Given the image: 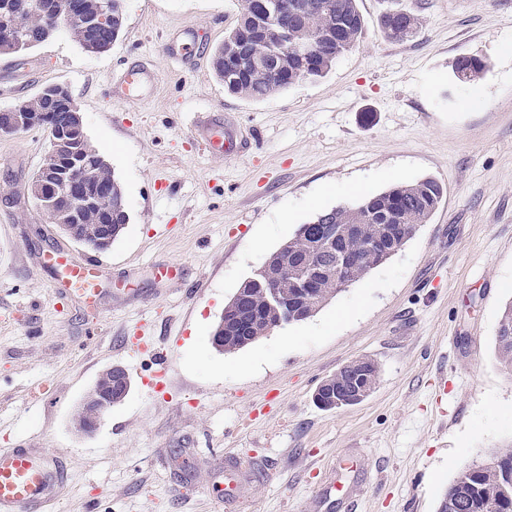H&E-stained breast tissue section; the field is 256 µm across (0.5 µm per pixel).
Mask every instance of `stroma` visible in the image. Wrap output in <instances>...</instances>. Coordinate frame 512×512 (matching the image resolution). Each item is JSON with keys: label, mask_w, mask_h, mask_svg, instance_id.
Masks as SVG:
<instances>
[{"label": "stroma", "mask_w": 512, "mask_h": 512, "mask_svg": "<svg viewBox=\"0 0 512 512\" xmlns=\"http://www.w3.org/2000/svg\"><path fill=\"white\" fill-rule=\"evenodd\" d=\"M417 37L385 40L386 0H360L362 37L316 81L262 101L225 92L212 51L240 20L238 0H125L111 48L86 53L60 27L0 55V110L66 86L85 130L121 183L129 224L99 252L89 304L44 264L64 247L28 183L48 148L33 128L0 134V448L23 438L57 452L70 486L57 512H309L322 472L342 474L359 512H437L461 469L512 443V374L495 335L512 301V0H401ZM183 35L195 70L165 51ZM484 72L454 82L460 55ZM153 61L142 101L111 97L121 64ZM234 115L244 156L198 151V113ZM433 178L445 188L430 223L389 260L307 320L232 353L212 345L225 304L298 225L360 193ZM160 265L178 269L156 276ZM204 288L196 297L186 289ZM175 335L170 392L122 340L134 326ZM371 358L381 372L359 404L316 405L320 382ZM119 366L127 396L89 434L74 427L98 375ZM272 400L265 418L253 404ZM258 459L255 488L219 506L226 452Z\"/></svg>", "instance_id": "1"}]
</instances>
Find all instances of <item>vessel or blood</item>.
Wrapping results in <instances>:
<instances>
[{
  "instance_id": "vessel-or-blood-1",
  "label": "vessel or blood",
  "mask_w": 512,
  "mask_h": 512,
  "mask_svg": "<svg viewBox=\"0 0 512 512\" xmlns=\"http://www.w3.org/2000/svg\"><path fill=\"white\" fill-rule=\"evenodd\" d=\"M157 81V72L151 60L141 58L129 62L112 73L111 88L127 100H142L151 92ZM231 119L217 115L195 126V139L211 152L233 158L246 152L250 143L236 137ZM48 263L61 275L69 291L86 298L96 292L102 263L95 258L69 261L61 254L49 256ZM156 370L152 384L167 388L170 384L171 345L168 341L143 343ZM256 477V470L230 455L224 460L225 502L237 500L244 488ZM66 492V481L61 462L48 448H30L24 442L14 447L0 448V512H50L55 501ZM352 487L337 484L335 478L323 481L318 489V499L329 505L340 506L343 512H355Z\"/></svg>"
}]
</instances>
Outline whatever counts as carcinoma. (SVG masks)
I'll return each instance as SVG.
<instances>
[{
    "instance_id": "1",
    "label": "carcinoma",
    "mask_w": 512,
    "mask_h": 512,
    "mask_svg": "<svg viewBox=\"0 0 512 512\" xmlns=\"http://www.w3.org/2000/svg\"><path fill=\"white\" fill-rule=\"evenodd\" d=\"M23 0H0V54L25 53L45 42L55 32L46 14H33L20 7ZM88 20L69 27L73 39L87 49L90 45L108 48L124 28L123 0H112V27L92 25L99 0H85ZM283 15L273 19V25L288 24V42H303L311 46L302 58L295 51L273 50L277 39L265 38L266 28H258L254 18L260 8L258 0H238L241 20L237 27L225 33L224 43L217 46L212 59L215 74L231 94L251 100H263L284 91L301 80L324 77L336 61L357 43L364 31V18L358 0H278ZM419 18L405 8L390 6L379 18V31L390 41L403 42L416 36ZM485 69V64L470 56H461L456 70L461 81H473ZM68 100L51 93L40 94L26 102V110L37 112L41 122L37 127L48 131L54 140L64 128V116L70 111ZM92 166L87 171L88 183L101 191L112 190V210L84 215L78 225L80 241L94 251L104 250L121 236L129 223L124 192L111 170L99 159L96 151L89 153ZM443 197L442 185L433 178L397 185L386 191L370 194L350 206H338L321 212L313 221L299 225L295 235L269 256L274 263L304 271L309 263V249L317 241L324 224H364L368 227L381 222L385 214L393 216L391 223L407 224L409 228L396 232L398 243L406 244L416 233L417 225L427 224ZM358 265L348 281L352 285L363 280L387 259L381 250L364 248L352 243ZM340 289L325 278L315 288L313 301L303 307L309 318L336 296ZM263 303L259 290L242 296L233 295L225 304L224 314L217 321L212 343L220 352L243 349L264 336L266 322L261 312ZM497 357L501 367L512 372V302L505 304L496 332ZM117 375L102 371L92 390L112 391V402L118 403L126 390L116 383ZM341 378L350 387L374 385L379 367L371 359L342 372ZM512 477V448L506 447L489 466L464 467L456 480L442 495L437 512H512V483L503 488L504 474Z\"/></svg>"
}]
</instances>
